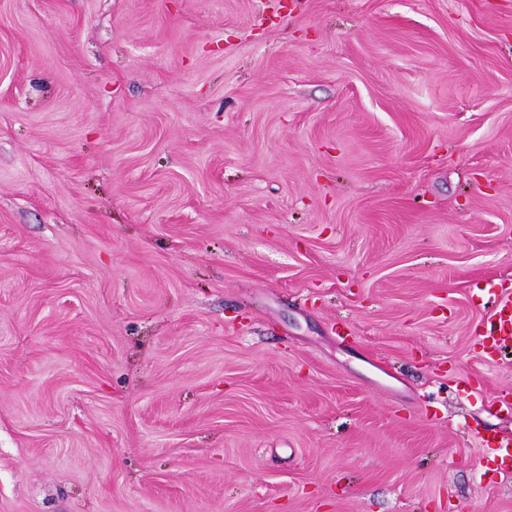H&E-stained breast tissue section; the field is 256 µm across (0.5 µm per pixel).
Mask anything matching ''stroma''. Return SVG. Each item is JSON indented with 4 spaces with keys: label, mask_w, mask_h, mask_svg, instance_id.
<instances>
[{
    "label": "stroma",
    "mask_w": 512,
    "mask_h": 512,
    "mask_svg": "<svg viewBox=\"0 0 512 512\" xmlns=\"http://www.w3.org/2000/svg\"><path fill=\"white\" fill-rule=\"evenodd\" d=\"M512 0H0V512H512ZM476 287L480 291H487L482 301L491 306V321L485 337L490 344L487 349L492 354L512 341V302L510 299L502 300L494 288Z\"/></svg>",
    "instance_id": "obj_1"
}]
</instances>
